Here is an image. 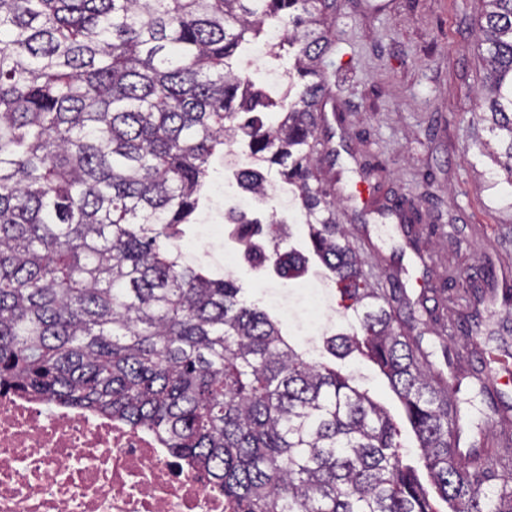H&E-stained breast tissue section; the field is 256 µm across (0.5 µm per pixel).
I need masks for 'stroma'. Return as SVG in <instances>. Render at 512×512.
Segmentation results:
<instances>
[{
	"mask_svg": "<svg viewBox=\"0 0 512 512\" xmlns=\"http://www.w3.org/2000/svg\"><path fill=\"white\" fill-rule=\"evenodd\" d=\"M482 0H340L326 21L332 48L322 66L335 84V118L327 119L335 161L319 175L341 201L337 223L384 288L396 289L401 318L427 307L413 322L434 370L459 384L471 423L483 420L480 385L512 405V374L485 369L486 352H512V318L502 301L512 288V209L484 180L476 140L483 133L477 96L486 70L475 30ZM214 205L183 242L191 257L224 269V171L213 174ZM417 208V234L429 247L414 252L390 210ZM321 268L303 282L234 275L251 297L266 295L287 328L320 337L337 328L336 309L319 305Z\"/></svg>",
	"mask_w": 512,
	"mask_h": 512,
	"instance_id": "35a3bbf8",
	"label": "stroma"
}]
</instances>
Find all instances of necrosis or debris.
<instances>
[{
	"instance_id": "1",
	"label": "necrosis or debris",
	"mask_w": 512,
	"mask_h": 512,
	"mask_svg": "<svg viewBox=\"0 0 512 512\" xmlns=\"http://www.w3.org/2000/svg\"><path fill=\"white\" fill-rule=\"evenodd\" d=\"M0 512H224L158 436L0 390Z\"/></svg>"
}]
</instances>
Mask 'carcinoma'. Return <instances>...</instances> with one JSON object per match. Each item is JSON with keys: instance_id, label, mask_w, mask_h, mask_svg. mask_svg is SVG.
I'll return each instance as SVG.
<instances>
[{"instance_id": "obj_1", "label": "carcinoma", "mask_w": 512, "mask_h": 512, "mask_svg": "<svg viewBox=\"0 0 512 512\" xmlns=\"http://www.w3.org/2000/svg\"><path fill=\"white\" fill-rule=\"evenodd\" d=\"M336 3L0 0V388L155 432L229 512H512V448L461 447L459 388L398 325L396 291L376 286L316 174ZM485 4L479 146L490 187H512V0ZM269 23L295 49L283 98L238 66ZM231 138L307 228L306 248L283 250L289 225L271 216L275 273L321 265L350 321L326 352L376 365L407 430L237 280L183 257Z\"/></svg>"}]
</instances>
